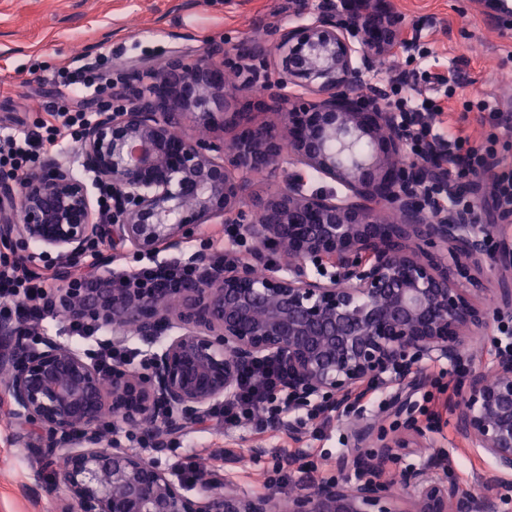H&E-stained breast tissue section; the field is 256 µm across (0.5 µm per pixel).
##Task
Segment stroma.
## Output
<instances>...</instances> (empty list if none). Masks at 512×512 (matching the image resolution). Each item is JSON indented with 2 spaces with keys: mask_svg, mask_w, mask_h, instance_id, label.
Returning a JSON list of instances; mask_svg holds the SVG:
<instances>
[{
  "mask_svg": "<svg viewBox=\"0 0 512 512\" xmlns=\"http://www.w3.org/2000/svg\"><path fill=\"white\" fill-rule=\"evenodd\" d=\"M318 0H0V121L33 128L47 106L58 104L55 80L67 65L91 63L105 81L145 64L174 55L192 60L207 47L233 48L244 42L270 40L274 28L305 21ZM403 21L404 35L420 33L431 52L432 72L449 75L452 94L440 84L428 91L440 108L435 123L464 120L473 141L488 125L474 109L479 100L512 113V22L487 20L482 0H391ZM294 164L282 155L262 173L251 176L246 196L267 198L283 186ZM439 362L424 364L425 382L414 389L383 386L374 405H358L350 419L364 417L392 426L397 398L407 397L420 415L423 396L431 391ZM430 449L408 448L401 466L451 462L465 489H473L495 469L481 449L455 435L453 410L440 408ZM39 432L16 417L0 388V512H66L69 496L57 480V469L44 465ZM349 429L336 422L319 424L306 413L289 415L262 434L250 423L227 427L210 420L171 435L158 458L165 470L193 453H204L205 476L228 480L243 490L263 487L265 471L278 449H304L337 459L350 449Z\"/></svg>",
  "mask_w": 512,
  "mask_h": 512,
  "instance_id": "35a3bbf8",
  "label": "stroma"
}]
</instances>
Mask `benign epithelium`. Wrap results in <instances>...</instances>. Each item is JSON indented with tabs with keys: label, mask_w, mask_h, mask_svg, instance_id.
I'll list each match as a JSON object with an SVG mask.
<instances>
[{
	"label": "benign epithelium",
	"mask_w": 512,
	"mask_h": 512,
	"mask_svg": "<svg viewBox=\"0 0 512 512\" xmlns=\"http://www.w3.org/2000/svg\"><path fill=\"white\" fill-rule=\"evenodd\" d=\"M401 28L389 0H323L308 21L276 28L272 47L214 44L191 65L176 55L124 72L111 99L97 104V121L80 132L82 166L116 191L108 224L86 184L57 158H45L18 185L0 179V241L54 250L65 282L94 242L155 254L216 221L244 224L254 240L251 255L222 266L206 253L188 258L197 275L176 291V320L163 294L90 288L65 296L78 313L112 325L117 341L131 329L149 345L166 338L145 372L107 374L69 345L45 336L34 345L28 328L0 320V376L13 413L43 431L47 463L65 459L58 478L69 512H268L266 488L247 492L210 477L189 496L156 461L117 444L101 450L107 409L149 429L160 451L169 435L230 397L260 360L284 364L293 409L341 414L374 387L421 385L424 361L456 365L471 342L508 330L512 235L490 245L476 203L465 212L440 209L426 187L466 196L472 185L448 183L441 151H408L398 113L381 106L385 87L370 98L360 93L376 58L402 52ZM240 60L251 62L248 83L229 85L226 71ZM255 82L288 105L283 131L232 111ZM287 86L300 93H281ZM195 121L235 133L221 144L175 134ZM284 152L298 170L250 208L246 176ZM311 173L347 195L308 191ZM393 211L397 224L386 222ZM283 242L295 263L256 276L265 249ZM486 263L497 270L492 306L477 303L483 288L473 271ZM492 372L470 368L456 388L458 437L496 465L477 490L463 489L449 463L394 467L399 449L425 447L431 430L401 401L394 415L404 421L389 429L355 424V452L339 462L342 475L303 482L288 496V512H502L498 489L502 475H512V348L498 347ZM348 468L364 477L350 482Z\"/></svg>",
	"instance_id": "1"
}]
</instances>
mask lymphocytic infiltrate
<instances>
[{
  "mask_svg": "<svg viewBox=\"0 0 512 512\" xmlns=\"http://www.w3.org/2000/svg\"><path fill=\"white\" fill-rule=\"evenodd\" d=\"M58 85L63 88V106L47 107L45 117L35 129L16 131L0 127V172L12 174L26 172L39 153L57 149L66 138L76 137L83 126L98 118L97 110L90 106L100 87L89 66L75 70H62ZM390 105L400 114V119L410 129L411 139L417 147L427 148L441 143L447 148L448 176L467 179L483 172H490V198L495 210L512 212V167L499 162L500 148L512 144V114L478 102L481 121L492 128L480 143H471L464 129L449 130L448 134L436 132L429 117V109L421 97L400 96ZM36 255L11 259L0 256V306L15 309L28 323L44 319V305L52 290L49 276L33 272ZM196 269L181 261L157 262L139 265L134 269L116 270L112 285L119 291L151 296L170 292L181 283L193 278ZM60 331L63 335L86 343L90 360L104 371L115 367L145 370L150 360L147 355L135 352L125 345L101 339V324L96 320L62 309ZM289 410L288 382L281 364L261 361L246 369L236 392L224 402L215 405L212 419L229 426L248 420L253 422L256 433H264L270 419Z\"/></svg>",
  "mask_w": 512,
  "mask_h": 512,
  "instance_id": "lymphocytic-infiltrate-1",
  "label": "lymphocytic infiltrate"
}]
</instances>
